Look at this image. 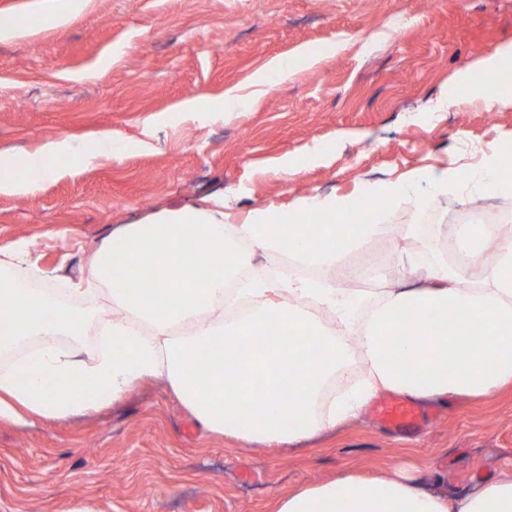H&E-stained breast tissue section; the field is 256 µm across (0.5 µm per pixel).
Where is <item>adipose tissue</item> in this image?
Here are the masks:
<instances>
[{
	"label": "adipose tissue",
	"mask_w": 512,
	"mask_h": 512,
	"mask_svg": "<svg viewBox=\"0 0 512 512\" xmlns=\"http://www.w3.org/2000/svg\"><path fill=\"white\" fill-rule=\"evenodd\" d=\"M512 47L462 72L442 108L478 100L512 106ZM112 134L42 144L24 160L0 155V192L32 188L60 157L82 161L110 154ZM512 135L497 140L468 171H417L368 184L365 205L349 196H312L296 207L268 208L243 224L221 209L184 207L128 224L97 249L72 292L108 295L112 316L100 329L93 359L74 340L90 318L71 308L50 275L40 287L20 279L26 251L0 258V418L34 414L66 418L120 399L140 381L167 380L207 431L289 447L356 418L382 392L415 401L484 397L512 386V225L456 224L454 246L472 268L430 265L423 285L369 291L275 273L286 257L335 265L346 245L333 217L355 216L353 237L392 235L383 212L401 200L428 205L448 191L469 200L512 194L501 172ZM308 245L300 249L297 238ZM269 256L253 261L255 251ZM300 339L276 363L242 343L260 337ZM276 413H269L268 405ZM277 512H512V472L449 496L406 476L340 473L281 500Z\"/></svg>",
	"instance_id": "adipose-tissue-1"
}]
</instances>
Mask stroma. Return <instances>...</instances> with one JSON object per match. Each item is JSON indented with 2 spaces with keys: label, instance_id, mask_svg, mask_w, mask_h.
Instances as JSON below:
<instances>
[{
  "label": "stroma",
  "instance_id": "35a3bbf8",
  "mask_svg": "<svg viewBox=\"0 0 512 512\" xmlns=\"http://www.w3.org/2000/svg\"><path fill=\"white\" fill-rule=\"evenodd\" d=\"M512 46V0H95L66 26L0 41V153L111 131L112 156L55 160L29 191L0 193V251L22 248L60 287L125 224L224 201L241 224L314 194L476 164L512 134V107L442 112L457 74ZM312 55L263 90L276 57ZM236 88L232 113L184 112ZM292 160L297 174L281 171ZM448 194L405 200L388 224H448ZM396 430L371 408L286 452L204 434L162 382L72 419H0V512H275L279 498L349 468L409 466L457 494L512 470V391L424 403Z\"/></svg>",
  "mask_w": 512,
  "mask_h": 512
}]
</instances>
